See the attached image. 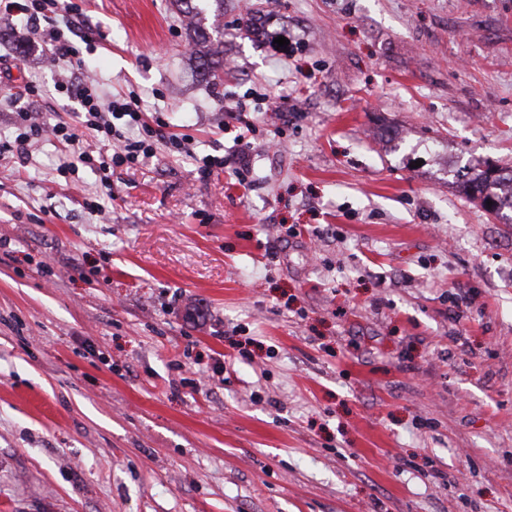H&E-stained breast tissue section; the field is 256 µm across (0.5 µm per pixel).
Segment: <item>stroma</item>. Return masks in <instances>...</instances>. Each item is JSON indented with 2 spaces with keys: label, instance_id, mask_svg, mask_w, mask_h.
Instances as JSON below:
<instances>
[{
  "label": "stroma",
  "instance_id": "obj_1",
  "mask_svg": "<svg viewBox=\"0 0 512 512\" xmlns=\"http://www.w3.org/2000/svg\"><path fill=\"white\" fill-rule=\"evenodd\" d=\"M82 8L193 153L0 167V512H512V224L458 188L512 167V0H224L216 88L171 0ZM57 80L15 19L0 96Z\"/></svg>",
  "mask_w": 512,
  "mask_h": 512
}]
</instances>
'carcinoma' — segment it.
Wrapping results in <instances>:
<instances>
[{"label":"carcinoma","mask_w":512,"mask_h":512,"mask_svg":"<svg viewBox=\"0 0 512 512\" xmlns=\"http://www.w3.org/2000/svg\"><path fill=\"white\" fill-rule=\"evenodd\" d=\"M177 12L190 20V40L199 56V75L207 82H220L224 77V42L213 36L204 25L203 13L214 16L224 15V0H173ZM503 171L494 165L474 169L463 174L461 187L471 198L494 202L493 213L512 212V196L506 198L500 193Z\"/></svg>","instance_id":"carcinoma-1"}]
</instances>
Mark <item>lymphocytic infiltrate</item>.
<instances>
[{
    "label": "lymphocytic infiltrate",
    "mask_w": 512,
    "mask_h": 512,
    "mask_svg": "<svg viewBox=\"0 0 512 512\" xmlns=\"http://www.w3.org/2000/svg\"><path fill=\"white\" fill-rule=\"evenodd\" d=\"M18 16L39 34L58 67L70 72L83 69L85 62L71 36L80 34L87 44L92 38L84 29L82 10L74 0H6L0 18ZM57 89L75 103L74 122L59 121L49 127L37 122L25 104L35 95L33 85L7 96L13 110V130L0 136V162L9 164L16 158H28L33 147L50 136L72 152L79 164L99 172L101 188L108 194L112 191L113 169L136 165L153 156L155 142H163L180 154L190 151L189 136L166 134L163 128L152 127L146 121L135 95L108 97L98 82L86 79L60 83ZM88 132L95 134L103 152L95 154L84 148L83 137Z\"/></svg>",
    "instance_id": "1"
}]
</instances>
